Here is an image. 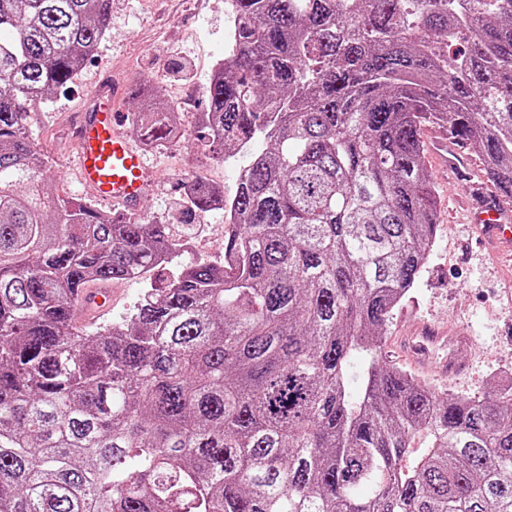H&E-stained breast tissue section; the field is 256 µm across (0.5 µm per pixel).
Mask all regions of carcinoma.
I'll return each instance as SVG.
<instances>
[{"instance_id":"cac0c4a2","label":"carcinoma","mask_w":512,"mask_h":512,"mask_svg":"<svg viewBox=\"0 0 512 512\" xmlns=\"http://www.w3.org/2000/svg\"><path fill=\"white\" fill-rule=\"evenodd\" d=\"M226 2L196 128L244 165L186 210L235 227L231 275L177 264L181 225L47 178L28 120L111 0H0V512H512V382L449 394L380 360L433 246L421 126L478 149L512 201V0ZM131 125L180 137L162 100ZM168 266L129 313L74 323L88 283Z\"/></svg>"}]
</instances>
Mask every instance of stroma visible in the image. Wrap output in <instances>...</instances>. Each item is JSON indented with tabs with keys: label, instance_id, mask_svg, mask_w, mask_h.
<instances>
[{
	"label": "stroma",
	"instance_id": "35a3bbf8",
	"mask_svg": "<svg viewBox=\"0 0 512 512\" xmlns=\"http://www.w3.org/2000/svg\"><path fill=\"white\" fill-rule=\"evenodd\" d=\"M226 14L225 0H112L110 27L74 83L30 119L32 137L61 194L90 195L76 177L70 130L90 88L106 77L122 87L117 107L128 114L144 105L135 89L158 87L162 100L179 112L185 130L171 148L146 150L154 190L143 201L142 214L164 224L177 221L185 208L178 180L186 175L199 174L232 189L235 163L201 164L195 126L197 112L206 107L212 68L224 57ZM436 132L433 125L421 128L437 197L434 245L420 278L392 314L382 358L440 390L482 397L512 372V340L499 333L503 320L512 318V270L496 269L483 250L470 245L469 225L453 218L464 189L449 180L433 151ZM422 321L460 323L475 333V341L459 351L470 365L468 375L441 376L412 360L403 339Z\"/></svg>",
	"mask_w": 512,
	"mask_h": 512
}]
</instances>
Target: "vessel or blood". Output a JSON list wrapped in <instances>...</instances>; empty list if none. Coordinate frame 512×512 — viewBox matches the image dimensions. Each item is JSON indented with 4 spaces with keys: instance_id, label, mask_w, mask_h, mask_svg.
<instances>
[{
    "instance_id": "obj_1",
    "label": "vessel or blood",
    "mask_w": 512,
    "mask_h": 512,
    "mask_svg": "<svg viewBox=\"0 0 512 512\" xmlns=\"http://www.w3.org/2000/svg\"><path fill=\"white\" fill-rule=\"evenodd\" d=\"M118 94L111 80L100 81L90 92V102L76 116L74 135L78 152L80 181L98 202L121 204L125 212H138L142 200L150 191L146 166L141 152L123 131L122 113L115 107ZM469 217L478 239L497 242L512 237V205L501 198L499 191L477 187L472 196ZM112 307V290L106 283L81 289L77 307L84 321H93ZM464 330L443 332L424 327L406 337L411 356L418 362H433L436 347H455L472 341ZM437 362V361H434ZM441 371L460 377L466 372L456 354L437 362Z\"/></svg>"
}]
</instances>
